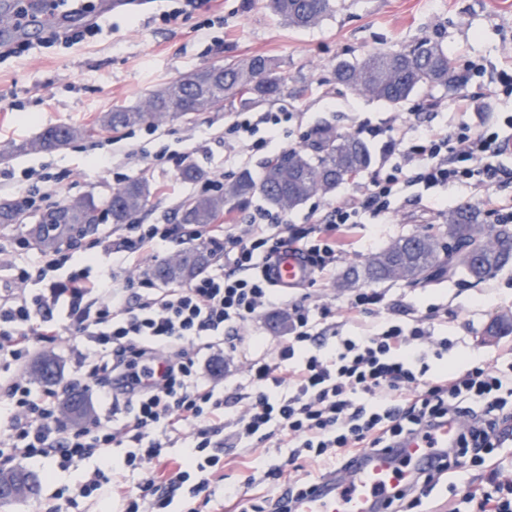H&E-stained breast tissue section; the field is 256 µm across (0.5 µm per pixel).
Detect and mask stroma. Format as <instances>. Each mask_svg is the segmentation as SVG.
I'll use <instances>...</instances> for the list:
<instances>
[{"mask_svg":"<svg viewBox=\"0 0 512 512\" xmlns=\"http://www.w3.org/2000/svg\"><path fill=\"white\" fill-rule=\"evenodd\" d=\"M335 13L308 29H294L264 6V0H224L223 23H211L210 12L196 11L188 19L165 25L160 13L174 0H148L129 14L103 21L100 34L78 46H68L50 32L39 44L19 52L0 54V199L10 197L15 182L28 172L64 174L56 203L87 194L103 198L126 179L143 177L155 189L148 212L137 216L140 224L179 223L180 205L198 194L199 186L152 163L160 149L182 152L192 148L191 165L208 178L227 181L243 170L260 174L268 152L247 151L233 139L223 138L225 126L241 109L224 104L207 112L191 113L175 121L140 126L121 137L87 138L56 152H17L23 140L43 128L84 125L112 105L138 104L151 90L185 72L220 63L266 55L281 60L288 69V88L278 99L255 104L258 112H288V134L283 148L295 145L299 130L330 126L354 132L359 123L420 113L426 125L446 131L461 122L477 124L512 114V97L488 95L489 76L512 64V0H336ZM441 44L465 73L463 89L479 93L476 112L452 111L454 91L432 86L414 95L400 108L388 107L337 84L339 62L355 61L373 51H397L423 40ZM429 199L420 187L404 190L391 204L383 224L354 229L350 244L336 265L337 273L364 263L391 240L445 227V214L428 210ZM384 296L376 311L351 320L346 303L352 291L328 283L313 289L316 303L327 305L336 333L342 337L370 334L384 323H406L405 308L423 315L428 307L447 310L448 320L435 324L434 333L452 340L449 364L457 361H496L512 348V334L488 337L487 328L497 316L512 315V265L482 282L465 275L441 279L422 288L404 281L378 285ZM271 314L238 330L240 352L248 357L274 353L287 336L272 327ZM26 469L41 481L39 499L18 501L0 512H36L37 502L54 492L72 491L91 471L92 461L75 463L59 471L44 461H29Z\"/></svg>","mask_w":512,"mask_h":512,"instance_id":"1","label":"stroma"}]
</instances>
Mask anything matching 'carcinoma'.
<instances>
[{"mask_svg": "<svg viewBox=\"0 0 512 512\" xmlns=\"http://www.w3.org/2000/svg\"><path fill=\"white\" fill-rule=\"evenodd\" d=\"M266 7L286 25L308 28L336 11V0H266ZM336 81L393 108L406 103L420 89L434 85L455 88L464 75L440 44L424 40L409 50L372 52L355 62L336 67ZM288 86V71L282 62L268 56H252L216 63L185 73L154 90L140 106H117L99 115L89 126L54 125L43 129L19 151L47 153L95 134H119L158 119L176 120L190 112H206L224 102L260 103L278 97ZM318 156L302 148H290L268 161L259 178L248 172L238 175L219 192L189 197L182 206L185 224H212L230 202L243 203L260 194L271 208L286 213L317 193L329 194L367 169L371 154L357 136L323 130L314 145ZM154 195L146 179H134L99 199L82 198V207L63 218L62 206L43 212L29 230L43 251L58 249L70 240L79 226L94 227L104 220L116 225L129 223L145 212ZM480 213L470 206L448 214V229L438 234L401 236L375 254L363 267V278L373 284L392 280L394 266L402 268L403 279L425 287L439 278L461 272L482 281L512 262V226L496 231V246L481 251ZM216 252L214 245L200 243L180 253L177 261L164 260L152 272L166 283H186L205 272ZM55 357L35 361L30 374L53 386Z\"/></svg>", "mask_w": 512, "mask_h": 512, "instance_id": "carcinoma-1", "label": "carcinoma"}]
</instances>
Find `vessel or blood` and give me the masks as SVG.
Here are the masks:
<instances>
[{
    "label": "vessel or blood",
    "mask_w": 512,
    "mask_h": 512,
    "mask_svg": "<svg viewBox=\"0 0 512 512\" xmlns=\"http://www.w3.org/2000/svg\"><path fill=\"white\" fill-rule=\"evenodd\" d=\"M71 11L53 7L51 0H26L23 12H12L8 25L0 27V39L31 36L42 26L73 20ZM276 288L288 290L306 285L313 277L311 266L289 253L271 266ZM457 423L434 432L425 439L416 435L389 451L367 450L352 456L343 476L320 478L297 501L296 512H381L385 495L409 483L415 474L436 467L440 455L455 447Z\"/></svg>",
    "instance_id": "vessel-or-blood-1"
}]
</instances>
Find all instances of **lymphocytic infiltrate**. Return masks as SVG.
<instances>
[{"mask_svg":"<svg viewBox=\"0 0 512 512\" xmlns=\"http://www.w3.org/2000/svg\"><path fill=\"white\" fill-rule=\"evenodd\" d=\"M287 112H240L226 129L251 150L267 149L289 121ZM503 126L466 123L441 133L414 128L410 118L374 126L360 123V136L382 138L384 162L347 199L324 205L307 224H291L276 211L258 208L245 222L209 224L192 239H222L224 265L184 288H160L147 277L92 275L86 267L48 288L29 292L30 279L46 280L51 268L80 251L29 265V244L17 239L8 265L11 285L0 289V366L24 361L35 344L68 339L76 345V366L111 422L93 418L77 429L59 420L60 399L50 387L33 389L13 381L0 393V467L43 460L60 470L75 462L95 466L76 486L83 498L107 495L121 512H171L175 493H222L236 512H249L239 489L224 484L225 440L241 448L268 443L289 451L290 462L307 458L332 471L364 448H395L407 436H430L451 422L461 425L457 447L448 449L436 470L422 473V489L442 474L462 472L467 463L497 454L506 426H512V375L481 362L430 374L426 356L442 359L450 343L434 339L429 308L408 326L391 324L356 339L333 340L321 320L328 307L312 311L308 296L288 303V337L273 358L247 361L245 403L234 406L201 381L206 354H238V326L274 307L269 264L281 252L302 255L317 278L328 280L344 246L340 236L366 219H379L404 188L479 190L486 217L512 223V206L488 187L503 174ZM186 235L179 224H129L122 238L131 256L156 254L160 245ZM183 443L182 456L168 448ZM125 449L124 467L140 472L134 486L113 480L110 452ZM471 512H512V482L492 473L479 486L462 482Z\"/></svg>","mask_w":512,"mask_h":512,"instance_id":"lymphocytic-infiltrate-1","label":"lymphocytic infiltrate"}]
</instances>
